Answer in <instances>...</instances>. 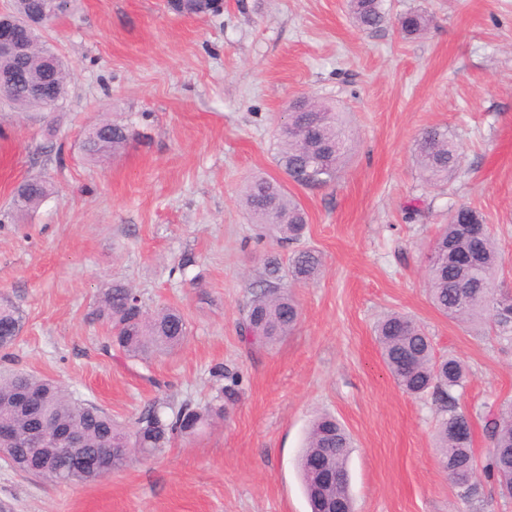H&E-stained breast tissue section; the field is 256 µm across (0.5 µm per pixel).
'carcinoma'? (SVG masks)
Here are the masks:
<instances>
[{
    "instance_id": "1",
    "label": "carcinoma",
    "mask_w": 512,
    "mask_h": 512,
    "mask_svg": "<svg viewBox=\"0 0 512 512\" xmlns=\"http://www.w3.org/2000/svg\"><path fill=\"white\" fill-rule=\"evenodd\" d=\"M354 25L360 31H372L391 21L387 0H347ZM47 0H14L12 17L21 20L42 11ZM431 17L418 10L407 11L397 18L406 37L425 33ZM42 48L24 55L0 56V72L16 70L47 74L48 91L62 101L67 92L69 65L59 56L46 64ZM18 109L51 111L44 95L17 88L4 98ZM305 107L290 113L288 130L279 133L274 156L276 167L286 179L307 168L313 178L301 189L318 190L339 178L352 151L353 133L345 112L337 106L304 98ZM318 126V139L308 140L302 129ZM136 135L133 126L102 120L85 131L84 156L93 161L122 153ZM415 161L423 181L441 186L461 171L462 145L446 127H431L421 133L415 145ZM51 194V185L42 177H30L13 196L19 211L29 212ZM242 203L253 223L269 227L281 242H296L304 237L309 224L308 213L296 197L277 180L256 175L246 184ZM469 224L484 225L480 239L467 232ZM434 265L427 270V287L433 306L446 317L461 323L490 320L500 341L512 343V289L495 284V273L502 256L485 215L469 205L441 225L430 246ZM263 278L252 290L240 323L241 335L253 347H267L290 334L300 320V308L292 292L283 287L289 279L296 283L314 280L322 269L319 252L305 249L296 252L283 266L273 254L265 257ZM93 322L110 326L112 336L107 346L121 351L131 361H143L155 353L170 351L181 345L188 333L183 314L174 308L154 313L147 311L138 295L122 282L115 281L98 298L90 313ZM24 327L22 311L9 300L0 301V351L10 350ZM383 361L395 383L413 397L431 396L441 403L445 416L436 431L434 447L440 464L459 495L467 502L479 500L482 485L477 481L473 454L472 415L457 407L454 392L464 387L468 371L454 355H435L432 339L412 316L402 312L386 315L375 328ZM234 391L221 390L215 402L204 408L183 404L173 417L162 407L152 404L138 418L131 431L112 419L101 406L68 392L55 381L26 372L0 377V417L12 421L19 442L26 440L32 425L42 419L46 426L71 429L79 435L87 452L103 458L94 471L73 473L67 470L66 455L41 464L26 449L20 448L9 458L20 472L33 474L60 484H90L109 472L119 470L128 456L112 452L126 441L143 455L167 447L171 435H192L209 419L224 417V401ZM490 440V452L482 468L493 480L499 494L512 497V401L506 400L483 415ZM352 448L350 434L336 418L323 415L313 421L299 457V469L312 512H353L349 493L347 458ZM337 477L329 483L316 471L315 462Z\"/></svg>"
}]
</instances>
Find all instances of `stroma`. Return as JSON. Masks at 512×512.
Returning <instances> with one entry per match:
<instances>
[{
	"instance_id": "stroma-1",
	"label": "stroma",
	"mask_w": 512,
	"mask_h": 512,
	"mask_svg": "<svg viewBox=\"0 0 512 512\" xmlns=\"http://www.w3.org/2000/svg\"><path fill=\"white\" fill-rule=\"evenodd\" d=\"M388 2L395 15L429 12L426 33L359 31L346 0H224L204 18L168 0H72L46 29L73 68L62 106L0 104V297L25 316L0 372L54 379L131 430L158 400L201 407L229 385L234 402L90 484L0 459L10 512H310L298 459L323 413L354 439L355 512H512L490 482L480 503L459 497L434 448L439 406L397 387L373 333L386 313H409L437 354L466 364L461 410L512 400V344L493 323L441 315L425 267L440 225L466 203L485 214L502 253L497 278L512 285V0ZM299 96L344 108L357 141L334 185L297 192L323 272L291 287L296 329L256 348L238 324L262 259L288 260L295 247L262 236L240 190L253 173L278 177L276 128ZM102 117L139 137L89 162L83 135ZM434 126L463 146L462 172L443 187L424 184L414 162ZM36 175L51 194L16 213L14 188ZM117 280L149 308H177L183 344L137 364L103 350L110 330L89 314Z\"/></svg>"
}]
</instances>
